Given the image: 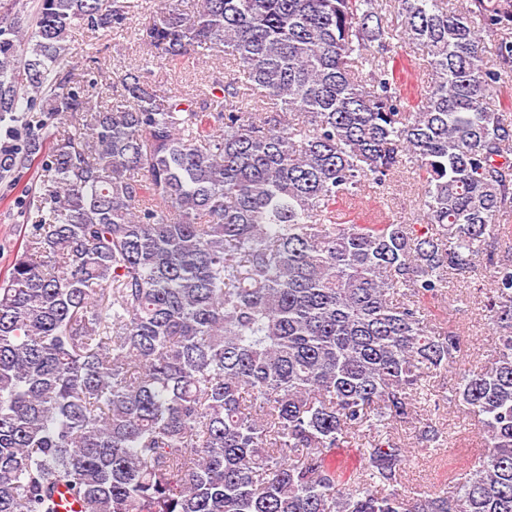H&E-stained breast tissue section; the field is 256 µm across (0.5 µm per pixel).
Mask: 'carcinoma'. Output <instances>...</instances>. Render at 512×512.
<instances>
[{
	"instance_id": "1",
	"label": "carcinoma",
	"mask_w": 512,
	"mask_h": 512,
	"mask_svg": "<svg viewBox=\"0 0 512 512\" xmlns=\"http://www.w3.org/2000/svg\"><path fill=\"white\" fill-rule=\"evenodd\" d=\"M194 2L160 0L110 107L56 66L135 0L0 18V180L39 156L43 185L0 281V512H58L62 487L81 512H512V258L489 261L480 368L426 307L512 240V117L486 101L512 0ZM189 53L227 69L200 102L148 80ZM409 164L428 229L330 220ZM453 371L487 452L412 495L413 454L454 441L418 413ZM412 49L406 48V52L403 53L401 61L404 66V71L400 74L402 89L405 93L411 94V96L425 93L429 87L430 78H428L426 70L423 68L422 59Z\"/></svg>"
}]
</instances>
